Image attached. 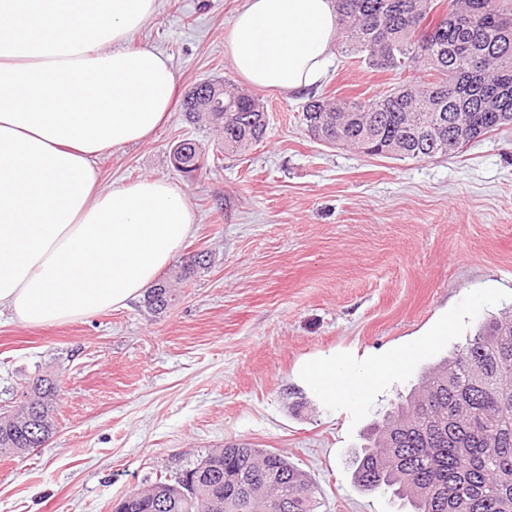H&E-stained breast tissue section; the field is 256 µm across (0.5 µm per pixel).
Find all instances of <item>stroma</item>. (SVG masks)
Returning <instances> with one entry per match:
<instances>
[{"mask_svg": "<svg viewBox=\"0 0 512 512\" xmlns=\"http://www.w3.org/2000/svg\"><path fill=\"white\" fill-rule=\"evenodd\" d=\"M243 2L159 0L132 43L170 57L178 95L235 79L224 29ZM414 77L336 49L311 92L257 90L266 137L243 156L176 108L150 140L100 160L104 190L157 176L184 191L193 233L160 273L176 299L159 315L137 300L39 329L0 318V406L37 374L61 387L48 442L0 456V512H112L142 480L231 443L286 453L319 487V512H400L354 484L350 460L424 366L512 306V125L415 161L322 145L300 113L312 93L366 100ZM183 139L206 159L191 177L170 160ZM199 251L209 269L177 281ZM404 348L359 397L327 398L302 374L323 355L363 374Z\"/></svg>", "mask_w": 512, "mask_h": 512, "instance_id": "stroma-1", "label": "stroma"}]
</instances>
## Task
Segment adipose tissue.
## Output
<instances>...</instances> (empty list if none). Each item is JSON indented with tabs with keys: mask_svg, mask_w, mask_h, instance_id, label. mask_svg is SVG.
<instances>
[{
	"mask_svg": "<svg viewBox=\"0 0 512 512\" xmlns=\"http://www.w3.org/2000/svg\"><path fill=\"white\" fill-rule=\"evenodd\" d=\"M157 0H0V316L71 323L139 299L190 235L181 190L144 177L110 191L97 161L149 140L174 104L166 56L130 45ZM333 0H245L224 50L248 85L294 92L323 77ZM332 357L307 369L322 395L368 391Z\"/></svg>",
	"mask_w": 512,
	"mask_h": 512,
	"instance_id": "ef3b65f1",
	"label": "adipose tissue"
}]
</instances>
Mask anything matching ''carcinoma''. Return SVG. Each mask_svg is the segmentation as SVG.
I'll return each instance as SVG.
<instances>
[{
  "instance_id": "carcinoma-1",
  "label": "carcinoma",
  "mask_w": 512,
  "mask_h": 512,
  "mask_svg": "<svg viewBox=\"0 0 512 512\" xmlns=\"http://www.w3.org/2000/svg\"><path fill=\"white\" fill-rule=\"evenodd\" d=\"M335 0L338 48L377 72L420 71L429 79L404 82L368 100L336 103L311 94L302 105L306 128L319 141L350 146L373 157L422 160L446 155L455 140L476 139L512 124V0ZM481 60L478 74L472 58ZM224 110L204 112L186 92L191 123L224 134V153L238 155L266 134L264 102L229 80L219 81ZM192 142L175 168H200ZM210 264L205 252L185 261L186 280ZM165 281L145 294L161 314L172 305ZM60 389L49 374L27 382L24 402L0 418V456H23L54 433ZM364 491L390 490L413 512H512V308L491 314L465 343L429 364L406 398L371 429L369 445L352 461ZM320 492L288 456L266 448L226 445L200 456L172 479H157L121 498V512H318Z\"/></svg>"
}]
</instances>
